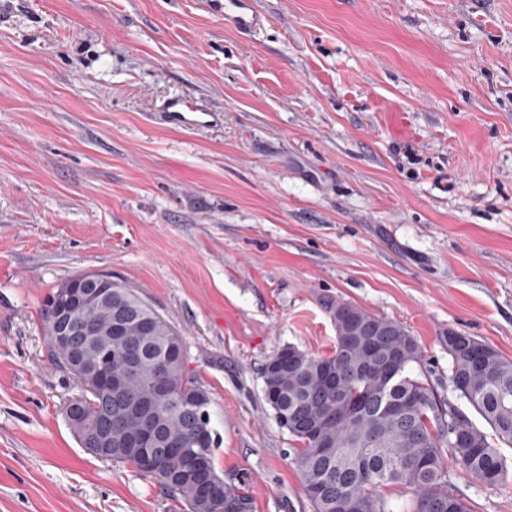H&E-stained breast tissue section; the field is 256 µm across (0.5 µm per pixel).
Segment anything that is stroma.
Instances as JSON below:
<instances>
[{
	"mask_svg": "<svg viewBox=\"0 0 512 512\" xmlns=\"http://www.w3.org/2000/svg\"><path fill=\"white\" fill-rule=\"evenodd\" d=\"M31 0L0 29V512H188L92 456L41 306L111 273L183 337L249 512H312L263 395L344 301L394 321L442 398L448 335L512 358V0ZM222 123L171 129L168 96ZM512 512V479H454ZM217 7L230 17L242 31H250L257 21L252 0H213ZM224 2V3H222Z\"/></svg>",
	"mask_w": 512,
	"mask_h": 512,
	"instance_id": "1",
	"label": "stroma"
}]
</instances>
